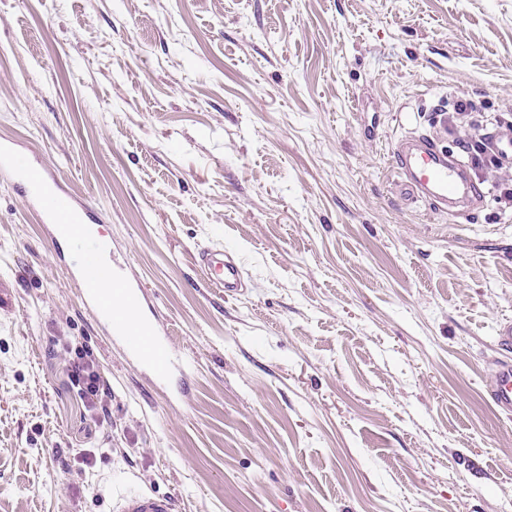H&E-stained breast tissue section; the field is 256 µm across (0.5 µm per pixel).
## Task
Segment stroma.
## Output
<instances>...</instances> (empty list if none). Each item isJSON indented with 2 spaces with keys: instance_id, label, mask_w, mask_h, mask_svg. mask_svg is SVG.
<instances>
[{
  "instance_id": "35a3bbf8",
  "label": "stroma",
  "mask_w": 512,
  "mask_h": 512,
  "mask_svg": "<svg viewBox=\"0 0 512 512\" xmlns=\"http://www.w3.org/2000/svg\"><path fill=\"white\" fill-rule=\"evenodd\" d=\"M452 93L512 113V0H0V138L99 213L190 365L177 399L132 364L0 180V512H109L120 478L176 512H512V214L387 164ZM197 264L213 288L224 289L225 295L237 294L243 286L241 266L231 258L224 261V252L204 248L198 254ZM63 349L69 355L67 362L78 388L79 398L92 410L106 412L112 392L98 369L99 365L93 353L79 346L66 345ZM488 396L495 407L512 414V363L500 361L493 370L488 386Z\"/></svg>"
}]
</instances>
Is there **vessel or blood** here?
Instances as JSON below:
<instances>
[{
    "label": "vessel or blood",
    "mask_w": 512,
    "mask_h": 512,
    "mask_svg": "<svg viewBox=\"0 0 512 512\" xmlns=\"http://www.w3.org/2000/svg\"><path fill=\"white\" fill-rule=\"evenodd\" d=\"M393 168L404 185L417 199L430 201L435 209L456 213L469 206L478 189L468 180L463 163L439 148L436 137L407 134L391 148ZM0 177L19 181L26 189V206L49 234H59L68 212H81L84 219L98 221L97 213L78 200L61 205L45 188L52 175L34 159L21 153L15 143L0 140ZM67 263L71 277L79 288L83 305L98 320L114 343L139 367L165 381L172 371L184 365L183 356L171 342L169 332L158 320H147L137 311L145 296L132 287L130 280L101 259L102 244L91 233H72L67 237ZM197 264L209 285L237 294L243 286L240 265L225 258L223 251L201 250ZM123 296L134 320H125L121 311L113 310V294ZM488 396L495 407L512 414V363L498 362L488 386ZM111 512H175L174 501L166 495L126 488L110 494Z\"/></svg>",
    "instance_id": "obj_1"
}]
</instances>
